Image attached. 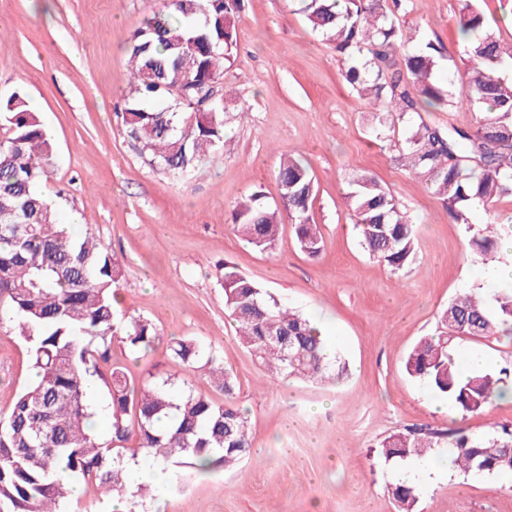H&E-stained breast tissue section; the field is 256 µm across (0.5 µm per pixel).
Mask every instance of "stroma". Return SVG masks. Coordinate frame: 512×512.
Here are the masks:
<instances>
[{"instance_id":"35a3bbf8","label":"stroma","mask_w":512,"mask_h":512,"mask_svg":"<svg viewBox=\"0 0 512 512\" xmlns=\"http://www.w3.org/2000/svg\"><path fill=\"white\" fill-rule=\"evenodd\" d=\"M164 0H0V99L37 101L51 125L54 164L40 191L123 263L118 310L150 320L163 341L146 358L113 341L102 371L122 366L134 379L188 380L214 401L223 391L202 371L174 363L165 342L192 337L212 347L237 384L253 446L234 470L199 472L170 463L178 477L164 512H395L387 494L393 466L378 444L408 427H463L489 434L512 424V402L459 417L409 378L415 342L434 335L439 315L480 288L479 264L466 260L464 225L453 223L424 181L398 161L403 127L372 133L367 100L341 74L333 45L315 34L288 0H243L239 50L224 71V148L190 180L154 163L116 108L130 91L129 45L142 19ZM459 0H413L399 24L440 41L442 72L463 86L469 66L458 33ZM310 167V215L324 239L303 254L290 218L272 252L239 238L229 217L253 191L280 200V157ZM376 177L415 221L416 255L401 272L369 256L344 199L349 182ZM238 268L283 304L327 328L344 367L338 381L274 379L242 346L224 311L221 261ZM485 352L491 370L512 365V336L457 339L463 359ZM26 343L0 320V412L31 381ZM417 512H512V477L449 471L419 483Z\"/></svg>"}]
</instances>
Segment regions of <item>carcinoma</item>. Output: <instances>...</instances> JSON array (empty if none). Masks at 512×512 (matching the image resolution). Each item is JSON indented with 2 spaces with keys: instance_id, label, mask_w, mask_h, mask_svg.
Here are the masks:
<instances>
[{
  "instance_id": "obj_1",
  "label": "carcinoma",
  "mask_w": 512,
  "mask_h": 512,
  "mask_svg": "<svg viewBox=\"0 0 512 512\" xmlns=\"http://www.w3.org/2000/svg\"><path fill=\"white\" fill-rule=\"evenodd\" d=\"M312 30L333 44L346 81L376 110L373 132L396 124L408 127L401 160L465 225L470 255L481 263L496 257L512 224L494 210L512 197V46H504L475 5L460 0L459 32L470 63L465 88L440 77L442 51L431 40L405 37L395 12L410 0H291ZM240 0H168L166 10L146 16L130 43L133 95L124 103L125 126L164 169L190 178L203 157L224 146V66L238 52L236 17ZM476 110L472 131L417 123L413 115L430 108ZM54 157V146L38 113L18 93L0 100V314L15 321L30 345L38 379L23 388L0 415V512H67V471L105 493L122 497L126 457L150 453L164 465L233 468L251 447L247 410L235 400V384L213 351L197 340L173 338V360L197 365L224 391L218 404L192 390L179 397L170 379L137 384L119 366L104 375L112 339L148 354L157 339L151 321L121 319L115 287L122 265L86 232L59 230L52 200L36 190ZM280 205L261 192L231 212L232 229L261 252L275 247L279 211H288L300 249L318 256L324 240L312 223L313 174L287 154L280 159ZM346 204L361 243L392 271L403 270L416 253L413 220L377 180L349 183ZM483 209L485 218L474 220ZM224 308L236 322L239 342L275 378L310 382L338 378L343 367L314 324L290 310L236 265L222 267ZM512 331V285L490 296L463 293L440 314L438 331L408 354L406 374L436 395L451 399L461 417L482 412L512 390V371L465 373L448 353L455 339L480 340ZM98 378L109 397L110 435L91 430L95 415L88 388ZM442 444L455 449L463 474L512 473V425L493 426L476 438L458 429L428 425L384 438L379 453L388 461L425 458ZM395 512H415L418 489L391 484Z\"/></svg>"
}]
</instances>
